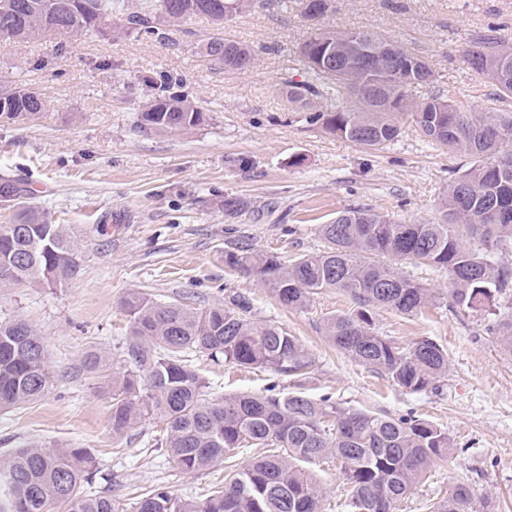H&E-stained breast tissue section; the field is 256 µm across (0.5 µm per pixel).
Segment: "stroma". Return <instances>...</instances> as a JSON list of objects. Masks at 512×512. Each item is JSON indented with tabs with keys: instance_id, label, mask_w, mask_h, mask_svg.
Masks as SVG:
<instances>
[{
	"instance_id": "stroma-1",
	"label": "stroma",
	"mask_w": 512,
	"mask_h": 512,
	"mask_svg": "<svg viewBox=\"0 0 512 512\" xmlns=\"http://www.w3.org/2000/svg\"><path fill=\"white\" fill-rule=\"evenodd\" d=\"M331 3L317 20L304 15L302 0H270L235 15L224 25L225 37L247 43L257 58L253 69L237 73L202 61L198 47L212 27L195 17L169 26L162 39H112L109 16L101 32L62 45H0V86L37 87L47 102L39 120L0 124V173L11 174L30 202L65 226L81 267L62 287L0 286V319L23 320L44 337L55 375L37 400L0 410V455L26 443L85 449L95 460L91 490L109 492L123 512H135L142 493L155 487L203 502L223 481V468L184 473L158 447L164 425L152 418L114 435L107 382L127 368L122 300L128 294L146 292L203 310L240 293L250 298L255 322L300 339L315 370L296 384L191 353L208 397L273 386L376 414L415 413L445 429L455 449L399 512H428L432 500L459 481L472 489L475 512H512V352L483 332L479 316L451 312L446 270L402 264L406 276L431 288V302L413 315L384 309L374 315L380 333L399 344L429 337L448 351L442 390L410 394L322 336L323 318L353 310L347 294L329 290L309 307L291 309L224 263L225 251L240 243L284 260L321 251L320 225L347 208L370 207L405 223L442 219L440 198L459 157L408 125L393 145L369 153L289 110L278 82L293 65L297 44L315 29L369 30L421 56L435 80L413 89V98L434 91L476 111L500 106L463 53L480 33L512 44V0ZM157 71L185 79L210 116L206 125L151 136L134 132L143 79ZM228 195L246 202L243 214L225 216ZM94 354L105 355L108 366L90 368Z\"/></svg>"
}]
</instances>
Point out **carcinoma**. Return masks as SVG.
I'll use <instances>...</instances> for the list:
<instances>
[{
  "label": "carcinoma",
  "mask_w": 512,
  "mask_h": 512,
  "mask_svg": "<svg viewBox=\"0 0 512 512\" xmlns=\"http://www.w3.org/2000/svg\"><path fill=\"white\" fill-rule=\"evenodd\" d=\"M268 0H0V41L56 40L64 44L99 30L119 15L112 37L133 33L162 38L166 27L192 17L218 33L200 48L208 65L239 72L256 66L253 49L224 36V23ZM386 39L369 31L317 29L296 48L297 80L288 71L279 90L298 112L312 110L331 92L343 94L333 111H314L328 133L369 151L398 140L403 124L421 138L464 157L450 172L440 200L443 222L406 224L372 208H349L320 225L327 247L288 261L236 248L224 264L257 278L283 305L303 309L328 290L356 304L322 321L323 336L354 361L383 374L408 393H437L448 376V352L422 337L402 346L382 335L372 313L421 311L431 289L404 275L411 261L448 271L449 307L470 315L507 305L485 332L512 352V110L476 112L442 95L421 100L409 90L428 86L434 73L422 57L384 49ZM464 62L512 103V45L491 37L472 40ZM151 94L138 110L136 129L153 134L188 131L209 115L185 90L182 76L160 71L145 79ZM47 111L42 93L20 86L0 90V123H27ZM0 203L13 209L0 224V284L57 286L78 275V247L65 228L25 201L17 180L0 174ZM130 340L124 355L134 369L112 375V433L121 435L147 417L165 425L162 443L186 473L227 465L224 485L197 504L164 488L142 494L136 512H325V496L306 469L326 460L340 467L347 495L342 512H397L438 461L453 449L448 432L412 413L397 418L342 406L328 397L238 393L220 401L204 397L205 383L188 354L205 352L215 363L268 370L297 382L315 360L280 327L252 320L241 294L205 310L160 303L136 292L123 300ZM46 345L26 322H0V410L29 403L53 387ZM244 448L261 453L236 463ZM94 460L83 448L30 444L0 455V512H119L112 496L83 491L92 483ZM472 491L455 484L429 512H470Z\"/></svg>",
  "instance_id": "1"
}]
</instances>
